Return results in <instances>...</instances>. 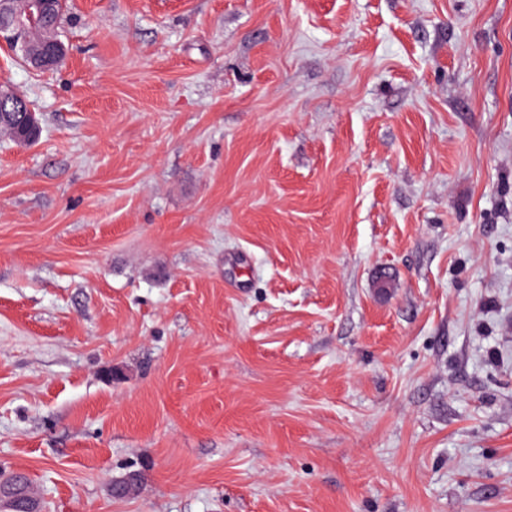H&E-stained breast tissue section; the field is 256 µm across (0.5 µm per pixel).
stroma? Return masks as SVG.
Masks as SVG:
<instances>
[{"label": "stroma", "instance_id": "35a3bbf8", "mask_svg": "<svg viewBox=\"0 0 512 512\" xmlns=\"http://www.w3.org/2000/svg\"><path fill=\"white\" fill-rule=\"evenodd\" d=\"M0 44V472L40 512H512V0H68ZM141 471L134 497L112 479Z\"/></svg>", "mask_w": 512, "mask_h": 512}]
</instances>
